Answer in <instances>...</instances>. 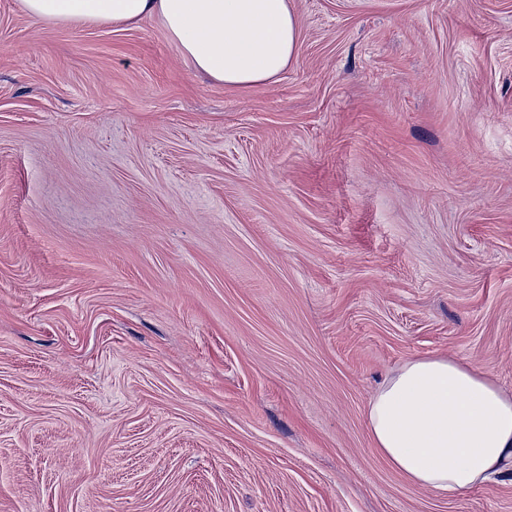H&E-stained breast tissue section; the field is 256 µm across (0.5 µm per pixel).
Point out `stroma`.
<instances>
[{
	"instance_id": "1",
	"label": "stroma",
	"mask_w": 512,
	"mask_h": 512,
	"mask_svg": "<svg viewBox=\"0 0 512 512\" xmlns=\"http://www.w3.org/2000/svg\"><path fill=\"white\" fill-rule=\"evenodd\" d=\"M275 81L0 0V512H512L374 447L443 356L512 392V0H289Z\"/></svg>"
}]
</instances>
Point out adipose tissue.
I'll return each instance as SVG.
<instances>
[{"label":"adipose tissue","mask_w":512,"mask_h":512,"mask_svg":"<svg viewBox=\"0 0 512 512\" xmlns=\"http://www.w3.org/2000/svg\"><path fill=\"white\" fill-rule=\"evenodd\" d=\"M50 24L157 21L194 72L236 87L275 80L298 54L288 0H21ZM373 445L411 484L455 496L512 475V393L445 357L405 362L368 403Z\"/></svg>","instance_id":"obj_1"}]
</instances>
